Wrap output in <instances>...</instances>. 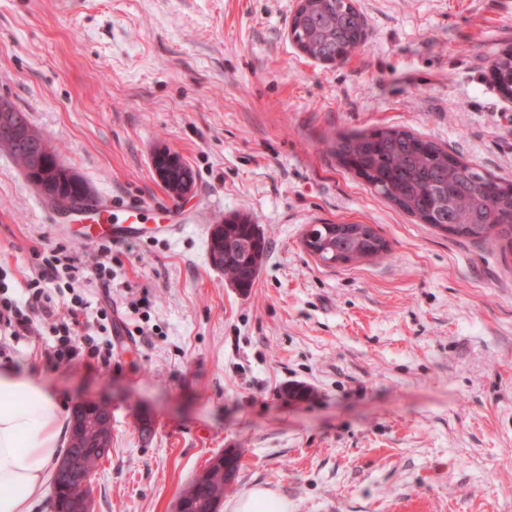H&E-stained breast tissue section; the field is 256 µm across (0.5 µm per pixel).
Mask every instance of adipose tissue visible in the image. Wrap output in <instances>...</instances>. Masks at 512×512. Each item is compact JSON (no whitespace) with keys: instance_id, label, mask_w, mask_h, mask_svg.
<instances>
[{"instance_id":"ef3b65f1","label":"adipose tissue","mask_w":512,"mask_h":512,"mask_svg":"<svg viewBox=\"0 0 512 512\" xmlns=\"http://www.w3.org/2000/svg\"><path fill=\"white\" fill-rule=\"evenodd\" d=\"M70 426L65 404L44 383L0 368V512H32Z\"/></svg>"}]
</instances>
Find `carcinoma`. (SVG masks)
<instances>
[{"instance_id": "cac0c4a2", "label": "carcinoma", "mask_w": 512, "mask_h": 512, "mask_svg": "<svg viewBox=\"0 0 512 512\" xmlns=\"http://www.w3.org/2000/svg\"><path fill=\"white\" fill-rule=\"evenodd\" d=\"M365 17L349 0H306L291 19L293 42L318 61H343L362 43ZM499 89L512 95V50L497 57L491 67ZM332 151L339 163L361 177L374 192L404 212L449 235L497 245L512 253V181L480 171L448 153L437 143L411 131L388 128L340 134ZM56 188L68 196L92 199L79 176L54 175ZM309 232L318 245V258L348 263L381 256L388 243L365 224H312ZM267 245L258 225L245 220L224 221V234L209 245L212 264L237 288H251L258 276ZM238 466L216 465L203 482H191L181 493L187 512H211L224 499L226 486ZM57 508L80 484L52 481Z\"/></svg>"}]
</instances>
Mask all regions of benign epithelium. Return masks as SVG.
Listing matches in <instances>:
<instances>
[{
  "label": "benign epithelium",
  "mask_w": 512,
  "mask_h": 512,
  "mask_svg": "<svg viewBox=\"0 0 512 512\" xmlns=\"http://www.w3.org/2000/svg\"><path fill=\"white\" fill-rule=\"evenodd\" d=\"M13 123L15 126V138L12 140L0 139V147L9 151L17 150V147L25 142L43 143L41 134L35 132L18 109L5 101L0 102V123ZM29 171L38 173L33 181V186L38 193L55 210L61 213L72 211L76 204L68 196L61 194L55 187L52 172L46 170L40 154L36 151L27 153ZM153 167L159 180H165L167 167H177L181 170V180L177 188L176 198L187 199L193 195L195 188V174L193 170L182 160L178 153L167 148L155 151ZM112 420V408L103 402L86 403L75 409L71 427L70 439L75 445V452L64 455L58 462L56 472L59 477L70 482L84 484L88 477L84 471L85 457L88 453H96L97 450L109 447L108 424Z\"/></svg>",
  "instance_id": "benign-epithelium-1"
}]
</instances>
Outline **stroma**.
<instances>
[{
  "mask_svg": "<svg viewBox=\"0 0 512 512\" xmlns=\"http://www.w3.org/2000/svg\"><path fill=\"white\" fill-rule=\"evenodd\" d=\"M299 3L0 0V100L93 197L185 218L101 257L0 149V289L64 249L89 318L111 299L114 328L88 329L109 367L50 369L46 326L0 335V367L69 407L111 404L94 512H173L227 449L239 470L219 512L256 486L288 512H512V255L418 223L328 151L397 127L512 180V99L489 79L512 0H354L366 38L333 65L292 41ZM161 146L192 166L191 198L158 179ZM230 217L268 245L246 291L209 259ZM349 223L374 225L387 256L329 267L305 250L309 225Z\"/></svg>",
  "mask_w": 512,
  "mask_h": 512,
  "instance_id": "stroma-1",
  "label": "stroma"
}]
</instances>
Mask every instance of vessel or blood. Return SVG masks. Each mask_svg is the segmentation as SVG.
I'll return each mask as SVG.
<instances>
[{
  "mask_svg": "<svg viewBox=\"0 0 512 512\" xmlns=\"http://www.w3.org/2000/svg\"><path fill=\"white\" fill-rule=\"evenodd\" d=\"M143 209V204L131 200L96 201L81 213L85 221L84 240L121 244L155 236L171 237L180 232L181 225L174 220L165 224L145 223L140 218Z\"/></svg>",
  "mask_w": 512,
  "mask_h": 512,
  "instance_id": "vessel-or-blood-1",
  "label": "vessel or blood"
}]
</instances>
